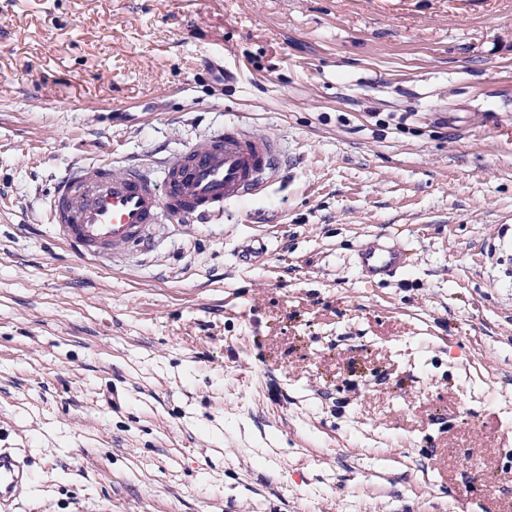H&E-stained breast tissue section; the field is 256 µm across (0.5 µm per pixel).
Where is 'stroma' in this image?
I'll list each match as a JSON object with an SVG mask.
<instances>
[{"label":"stroma","instance_id":"stroma-1","mask_svg":"<svg viewBox=\"0 0 512 512\" xmlns=\"http://www.w3.org/2000/svg\"><path fill=\"white\" fill-rule=\"evenodd\" d=\"M234 121L287 163L223 223L58 241L69 167ZM511 227L512 0H0L21 512H512ZM376 232L411 262L370 283Z\"/></svg>","mask_w":512,"mask_h":512}]
</instances>
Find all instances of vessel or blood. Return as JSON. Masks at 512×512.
<instances>
[{"label": "vessel or blood", "mask_w": 512, "mask_h": 512, "mask_svg": "<svg viewBox=\"0 0 512 512\" xmlns=\"http://www.w3.org/2000/svg\"><path fill=\"white\" fill-rule=\"evenodd\" d=\"M278 152L264 132L233 122L203 148L163 158L157 178L143 166L113 172L108 161L75 167L54 190L49 221L78 254L97 258L148 244L166 221L220 223L228 205L265 191L278 178ZM355 264L367 279H385L406 266L407 254L378 233L359 244ZM34 481L26 459L0 448V512H17Z\"/></svg>", "instance_id": "obj_1"}]
</instances>
